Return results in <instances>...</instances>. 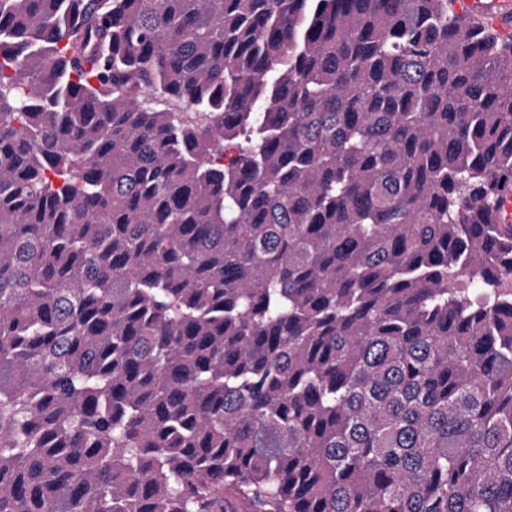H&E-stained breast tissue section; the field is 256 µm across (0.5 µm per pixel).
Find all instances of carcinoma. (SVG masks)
<instances>
[{"label":"carcinoma","instance_id":"cac0c4a2","mask_svg":"<svg viewBox=\"0 0 512 512\" xmlns=\"http://www.w3.org/2000/svg\"><path fill=\"white\" fill-rule=\"evenodd\" d=\"M455 0H0V512H512V36Z\"/></svg>","mask_w":512,"mask_h":512}]
</instances>
